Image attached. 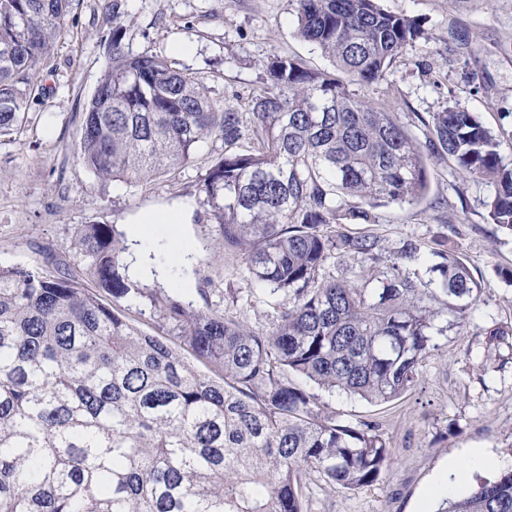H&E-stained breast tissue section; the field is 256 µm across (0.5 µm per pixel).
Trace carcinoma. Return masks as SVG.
Returning a JSON list of instances; mask_svg holds the SVG:
<instances>
[{"label": "carcinoma", "instance_id": "carcinoma-1", "mask_svg": "<svg viewBox=\"0 0 512 512\" xmlns=\"http://www.w3.org/2000/svg\"><path fill=\"white\" fill-rule=\"evenodd\" d=\"M76 0H0V137L28 121L37 65ZM125 0H103L108 68L85 103L79 157L129 185L188 166L219 140L199 192L243 272L276 311L267 329L127 282L114 224H83L82 271L64 256L0 265V512H304L307 473L334 489L376 482L390 459L378 426L351 427L302 377L385 403L411 390L435 338L469 325L480 288L441 235L388 251L348 224L428 189L424 150L491 187L489 223L512 233V168L494 130L454 102L416 143L360 89L423 36L378 0H291L296 33L349 77L274 54L252 119L203 78L124 42ZM350 260L349 277L326 276ZM432 277L413 278L411 264ZM94 282L85 285L82 275ZM149 301L161 334L119 300ZM512 327L487 331L499 351ZM444 512H512V468Z\"/></svg>", "mask_w": 512, "mask_h": 512}]
</instances>
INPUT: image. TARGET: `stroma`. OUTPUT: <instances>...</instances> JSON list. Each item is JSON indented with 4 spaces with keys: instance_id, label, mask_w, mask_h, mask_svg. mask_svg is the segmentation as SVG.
I'll list each match as a JSON object with an SVG mask.
<instances>
[{
    "instance_id": "35a3bbf8",
    "label": "stroma",
    "mask_w": 512,
    "mask_h": 512,
    "mask_svg": "<svg viewBox=\"0 0 512 512\" xmlns=\"http://www.w3.org/2000/svg\"><path fill=\"white\" fill-rule=\"evenodd\" d=\"M390 12L415 19L425 36L403 48L386 79L367 87L417 142L431 113L452 102L477 113L501 133L503 161L512 164V0H380ZM102 0H79L63 33L39 66L42 90L30 102L20 136L0 138V264L42 263L74 252L83 224H114L147 207L184 200L186 224H151L130 251L144 257L154 276L141 287L192 303L216 306L252 328H268L275 311L247 304L253 284L242 255L224 249L200 180L209 162L201 149L194 163L166 178L131 186L100 181L78 158L84 104L106 68L102 45L112 32ZM130 50L169 56L175 39L196 51L178 68L203 76L216 96L250 113L263 87L271 54L303 59L310 67L333 65L294 34L289 0H127L122 19ZM429 189L416 205L389 204L375 211L369 230L385 247L413 239L429 242L447 232L466 256L481 292L472 320L459 335L439 338L419 367L415 387L386 404L321 392L344 423L377 424L390 441V463L373 485L331 490L318 474L304 482L306 512H437L448 497L447 462L484 448L512 459V360L485 361V332L512 323V284L499 274L512 267V235L487 223L485 184L455 173L447 154L428 159ZM486 369H479V362Z\"/></svg>"
}]
</instances>
